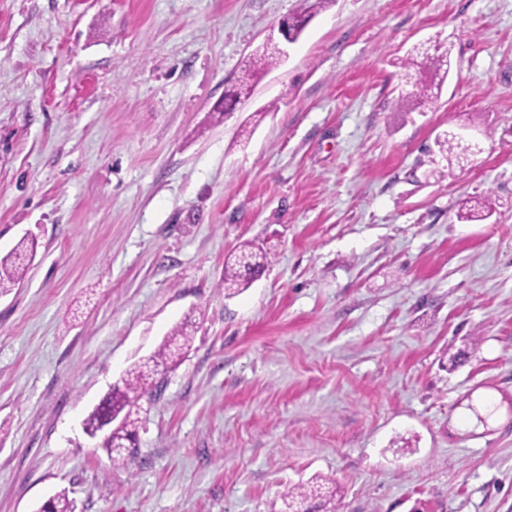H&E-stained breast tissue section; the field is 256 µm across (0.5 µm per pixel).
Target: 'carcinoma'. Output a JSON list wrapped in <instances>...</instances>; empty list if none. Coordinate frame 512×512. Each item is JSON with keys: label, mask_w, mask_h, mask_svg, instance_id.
Returning a JSON list of instances; mask_svg holds the SVG:
<instances>
[{"label": "carcinoma", "mask_w": 512, "mask_h": 512, "mask_svg": "<svg viewBox=\"0 0 512 512\" xmlns=\"http://www.w3.org/2000/svg\"><path fill=\"white\" fill-rule=\"evenodd\" d=\"M333 0H311L291 19L306 23L315 13L327 7ZM441 148L448 153V165L467 159L469 147L463 145L452 134L440 142ZM36 251L34 242L26 239L20 241L14 250L0 257V292H7L24 278L26 265L24 261ZM268 263V255L256 252L252 247L243 245L238 252L224 260V292L233 295L249 287L257 272ZM192 336L186 326H178L171 331L159 349L146 359L140 360L126 371L121 382L112 389L92 409L84 420L85 432L89 435L102 433L100 446L107 452L113 463L122 464L130 455V448L135 445L136 429L139 423L137 399L144 393L158 388L156 384L159 369L170 368L177 363L182 351L190 346ZM285 497L289 503L306 501L310 497L322 500L321 512H337L336 488L323 487L321 484H303L288 488ZM41 512H75L73 500L66 492L57 494L45 503Z\"/></svg>", "instance_id": "cac0c4a2"}]
</instances>
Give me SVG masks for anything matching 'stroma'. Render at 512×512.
I'll use <instances>...</instances> for the list:
<instances>
[{"instance_id":"stroma-1","label":"stroma","mask_w":512,"mask_h":512,"mask_svg":"<svg viewBox=\"0 0 512 512\" xmlns=\"http://www.w3.org/2000/svg\"><path fill=\"white\" fill-rule=\"evenodd\" d=\"M302 6L0 0V254L37 243L0 295V512H289L320 477L338 512H512V0H333L248 79ZM421 46L451 70L419 111ZM187 319L113 465L84 418ZM268 255L242 245L237 253L224 260V292L233 295L239 289L248 288L257 272L268 263Z\"/></svg>"}]
</instances>
